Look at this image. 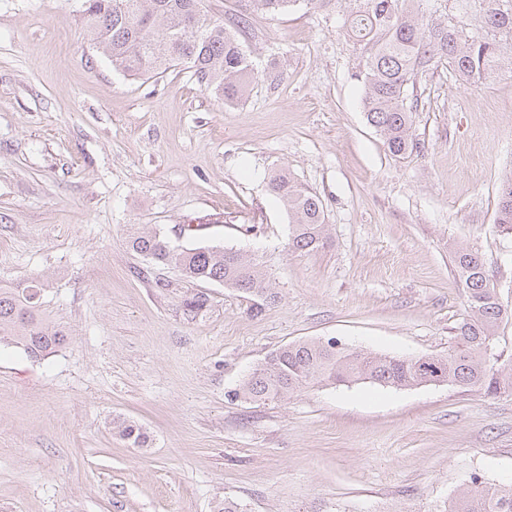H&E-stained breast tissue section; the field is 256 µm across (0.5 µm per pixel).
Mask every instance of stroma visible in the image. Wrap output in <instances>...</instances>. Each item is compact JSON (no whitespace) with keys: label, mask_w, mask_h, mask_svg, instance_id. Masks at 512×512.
Listing matches in <instances>:
<instances>
[{"label":"stroma","mask_w":512,"mask_h":512,"mask_svg":"<svg viewBox=\"0 0 512 512\" xmlns=\"http://www.w3.org/2000/svg\"><path fill=\"white\" fill-rule=\"evenodd\" d=\"M204 5L251 55L240 102L181 66L114 69L82 0H0V285L43 284L70 334L41 358L0 345V512H213L227 498L246 512H443L471 474L512 482V397L324 382L280 402L233 395L291 342L446 352L464 311L456 250L512 295L496 222L512 72L421 78L418 148L399 158L366 120L368 53L344 0L275 16ZM277 165L321 197L324 248L289 249ZM144 232L256 255L275 300L151 263L129 245ZM198 293L209 302L193 314Z\"/></svg>","instance_id":"obj_1"}]
</instances>
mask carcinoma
Segmentation results:
<instances>
[{"mask_svg": "<svg viewBox=\"0 0 512 512\" xmlns=\"http://www.w3.org/2000/svg\"><path fill=\"white\" fill-rule=\"evenodd\" d=\"M201 0H83L82 22L94 35L96 53L130 76L159 75L183 66L206 90L227 103L244 97L255 79L250 58L224 21L200 8ZM270 15L288 11L298 0H247ZM422 0H348L345 24L351 36L369 50L363 84L366 119L383 137L388 151L403 157L417 148L410 99L417 77L447 66L461 80L474 84L506 68L512 72V0H456L455 9L479 8L486 37L473 39L452 21L436 23L423 12ZM270 192L289 217L288 246L313 250L327 242L322 200L288 170L270 176ZM501 232L512 236V176L502 181L497 208ZM131 248L151 262L174 265L193 280L218 282L227 288L272 300L263 285L257 259L233 248L174 249L158 233L138 235ZM454 265L465 294L464 312L448 352L406 358L338 346L329 340L289 343L270 353L234 390V396L255 402L285 400L312 381L349 385L373 383L410 389L435 383L487 397L512 396V354H504L502 325L512 318L505 299L478 253L455 252ZM68 333L49 324L41 288L0 285V342H10L32 357L65 345ZM120 436L140 447L148 436L128 420L116 421ZM448 512H512V483L488 486L475 474L448 502Z\"/></svg>", "mask_w": 512, "mask_h": 512, "instance_id": "carcinoma-1", "label": "carcinoma"}]
</instances>
